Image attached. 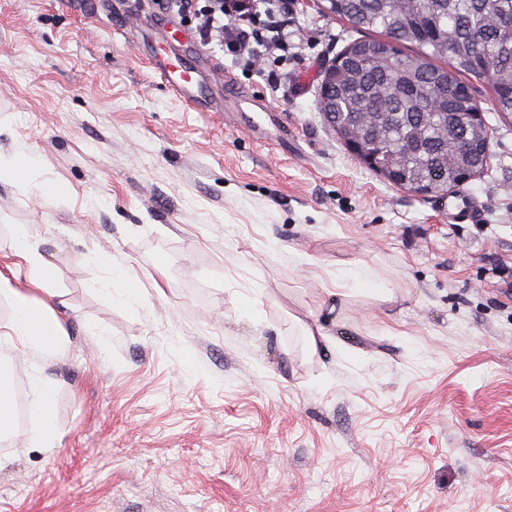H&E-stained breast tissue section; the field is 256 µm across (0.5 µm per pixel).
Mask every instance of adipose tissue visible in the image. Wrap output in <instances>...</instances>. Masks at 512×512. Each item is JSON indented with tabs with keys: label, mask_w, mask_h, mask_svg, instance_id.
<instances>
[{
	"label": "adipose tissue",
	"mask_w": 512,
	"mask_h": 512,
	"mask_svg": "<svg viewBox=\"0 0 512 512\" xmlns=\"http://www.w3.org/2000/svg\"><path fill=\"white\" fill-rule=\"evenodd\" d=\"M36 168L37 163L26 147L0 153V172H9L17 181L31 185L44 201L55 200L58 190L51 182L34 181ZM10 257L12 273L26 272L29 286L16 287L10 275L0 273V302L9 306L8 316L0 318V345L9 346L34 365L64 356L70 341L53 306L56 291L50 286V264L27 227L14 228ZM52 390L49 379L32 375L27 413L38 425L33 442L40 448H54L61 441L51 404Z\"/></svg>",
	"instance_id": "adipose-tissue-1"
}]
</instances>
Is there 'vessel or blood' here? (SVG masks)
<instances>
[{
  "label": "vessel or blood",
  "instance_id": "1",
  "mask_svg": "<svg viewBox=\"0 0 512 512\" xmlns=\"http://www.w3.org/2000/svg\"><path fill=\"white\" fill-rule=\"evenodd\" d=\"M154 67L162 82L191 108L205 110L209 107V93L197 80L196 58L193 53H175L160 49L154 60ZM448 217L453 223L465 224L474 221L478 215L475 199L466 193L446 197Z\"/></svg>",
  "mask_w": 512,
  "mask_h": 512
}]
</instances>
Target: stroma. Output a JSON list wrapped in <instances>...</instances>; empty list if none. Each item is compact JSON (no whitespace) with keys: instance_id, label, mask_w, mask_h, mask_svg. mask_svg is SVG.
<instances>
[{"instance_id":"obj_1","label":"stroma","mask_w":512,"mask_h":512,"mask_svg":"<svg viewBox=\"0 0 512 512\" xmlns=\"http://www.w3.org/2000/svg\"><path fill=\"white\" fill-rule=\"evenodd\" d=\"M356 37L319 0L238 57L158 0H0V150L58 189L0 176V268L28 225L71 338L43 369L61 442H0V512H512V118L477 82L480 220L450 223L319 112ZM184 43L203 112L151 66ZM351 263L396 300L326 295ZM37 163L26 147L18 146L8 154L0 152V172H9L17 181L31 184L36 196L44 201H53L58 197L57 188L49 181L33 182Z\"/></svg>"}]
</instances>
